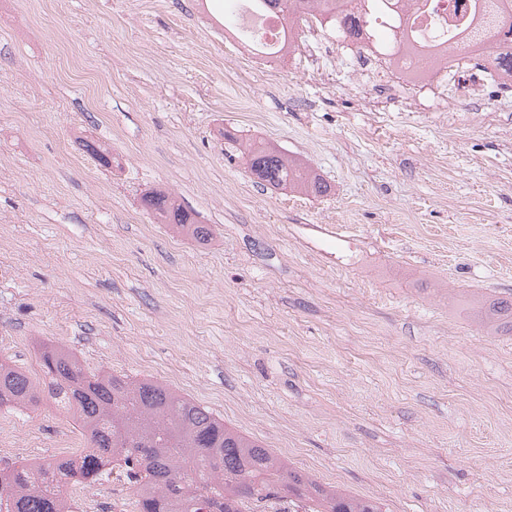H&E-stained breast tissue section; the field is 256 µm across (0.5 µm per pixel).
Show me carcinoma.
Instances as JSON below:
<instances>
[{"label": "carcinoma", "mask_w": 512, "mask_h": 512, "mask_svg": "<svg viewBox=\"0 0 512 512\" xmlns=\"http://www.w3.org/2000/svg\"><path fill=\"white\" fill-rule=\"evenodd\" d=\"M502 8L496 37L499 49L487 61L512 87V0ZM256 13L276 17L315 12L336 26L343 41L363 49L372 42L396 51L416 39L408 0H249ZM386 18L388 39L378 41L376 19ZM478 44L463 36L448 46V61L473 58ZM243 155L257 183L324 196L330 186L313 169L264 143H249ZM143 206L193 238L209 230L163 190L142 197ZM493 336L512 335V300L491 299L474 312ZM42 380L0 360V408H35L52 400L79 423L88 446L75 456L38 467L0 469V512H74L67 494L71 482L102 483L121 460L136 483L137 512H250L264 499L296 500L313 512H383L380 502L325 486L294 470L261 443L224 424L196 403L151 381L101 369L88 372L75 354L61 346L40 348Z\"/></svg>", "instance_id": "1"}]
</instances>
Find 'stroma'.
<instances>
[{
    "mask_svg": "<svg viewBox=\"0 0 512 512\" xmlns=\"http://www.w3.org/2000/svg\"><path fill=\"white\" fill-rule=\"evenodd\" d=\"M232 8L0 0V358L34 377L53 343L162 383L386 512H512V336L471 316L512 296V88L468 61L409 89L327 27L263 58ZM248 138L331 193L256 183ZM2 419L0 468L74 425ZM142 204L147 210L155 213L162 224H173L200 241H205L210 235L209 230L197 224L195 218L168 192L148 191L142 197Z\"/></svg>",
    "mask_w": 512,
    "mask_h": 512,
    "instance_id": "stroma-1",
    "label": "stroma"
}]
</instances>
